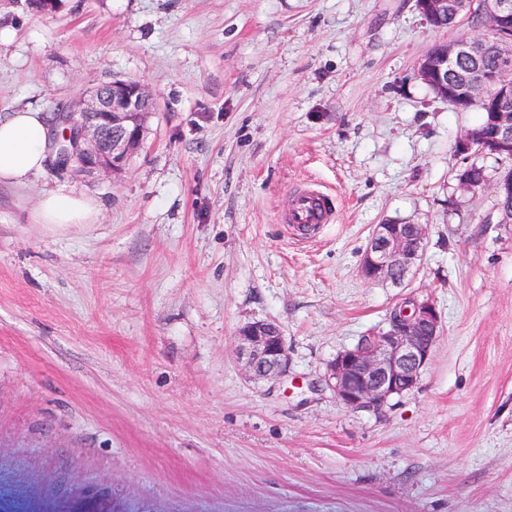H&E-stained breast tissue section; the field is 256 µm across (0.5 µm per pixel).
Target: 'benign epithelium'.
<instances>
[{
    "label": "benign epithelium",
    "mask_w": 512,
    "mask_h": 512,
    "mask_svg": "<svg viewBox=\"0 0 512 512\" xmlns=\"http://www.w3.org/2000/svg\"><path fill=\"white\" fill-rule=\"evenodd\" d=\"M416 7L437 28L445 27L449 13L464 11L460 0H416ZM486 28L488 34L480 38L434 44L418 68L419 78L458 110L479 104L492 113V131L469 129L456 141L460 156L474 149L486 157L512 152V82L503 77L512 70V36H505L512 31V0H494ZM489 51L500 55L498 71L476 70L448 79L456 62L476 61ZM150 106L149 93L137 81L115 80L88 91L58 112V120L68 130L66 140L54 142L52 167L60 173L72 167L122 169L140 147ZM427 236L425 224L377 225L361 259V275L368 281L406 287L424 258ZM441 328L435 303L408 294L391 310L387 327L368 332L354 347L336 355L327 381L345 406L379 410L392 397L417 386ZM234 343L249 377L275 379L288 374V351L276 323H246L237 329Z\"/></svg>",
    "instance_id": "7a95c632"
}]
</instances>
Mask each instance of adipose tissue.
I'll return each mask as SVG.
<instances>
[{
	"mask_svg": "<svg viewBox=\"0 0 512 512\" xmlns=\"http://www.w3.org/2000/svg\"><path fill=\"white\" fill-rule=\"evenodd\" d=\"M52 144V126L41 109L30 106L0 115V184L20 186L43 172ZM100 200L86 193L48 192L34 214L38 224H94Z\"/></svg>",
	"mask_w": 512,
	"mask_h": 512,
	"instance_id": "obj_1",
	"label": "adipose tissue"
}]
</instances>
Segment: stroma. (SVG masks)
<instances>
[{"instance_id":"35a3bbf8","label":"stroma","mask_w":512,"mask_h":512,"mask_svg":"<svg viewBox=\"0 0 512 512\" xmlns=\"http://www.w3.org/2000/svg\"><path fill=\"white\" fill-rule=\"evenodd\" d=\"M0 114L136 80L118 172L0 187V512H512V224L458 190L477 115L417 77L483 35L415 0H0ZM317 183L336 221L282 224ZM98 223L32 216L49 191ZM424 224L408 289L364 280L378 224ZM442 320L413 390L339 402L329 363L404 293ZM271 320L289 372L249 380L234 336ZM102 210L100 200L86 193L59 188L48 192L34 214V223L95 224Z\"/></svg>"}]
</instances>
